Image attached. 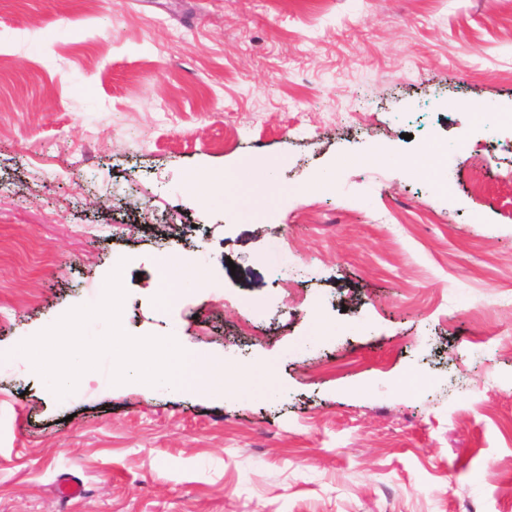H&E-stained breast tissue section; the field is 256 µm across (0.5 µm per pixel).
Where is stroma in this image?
Masks as SVG:
<instances>
[{"label": "stroma", "instance_id": "obj_1", "mask_svg": "<svg viewBox=\"0 0 512 512\" xmlns=\"http://www.w3.org/2000/svg\"><path fill=\"white\" fill-rule=\"evenodd\" d=\"M487 102L512 113V0H0V348L122 258L129 335L179 328L276 390L57 399L0 365V512H512V126L472 160ZM432 143L470 159L452 192L410 167ZM247 160L276 188L211 202L197 174ZM173 254L208 285L162 304Z\"/></svg>", "mask_w": 512, "mask_h": 512}]
</instances>
